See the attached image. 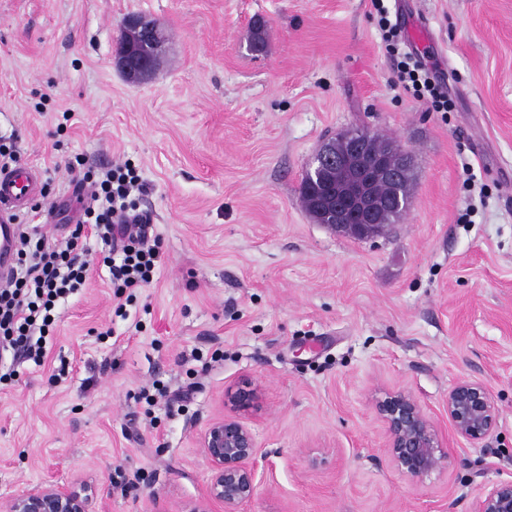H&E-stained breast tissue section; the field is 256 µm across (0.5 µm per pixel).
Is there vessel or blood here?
<instances>
[{
	"label": "vessel or blood",
	"instance_id": "vessel-or-blood-1",
	"mask_svg": "<svg viewBox=\"0 0 512 512\" xmlns=\"http://www.w3.org/2000/svg\"><path fill=\"white\" fill-rule=\"evenodd\" d=\"M40 192V176L30 168L0 171V268L9 269L13 255L11 243L17 234L20 207Z\"/></svg>",
	"mask_w": 512,
	"mask_h": 512
}]
</instances>
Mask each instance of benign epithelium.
<instances>
[{"mask_svg":"<svg viewBox=\"0 0 512 512\" xmlns=\"http://www.w3.org/2000/svg\"><path fill=\"white\" fill-rule=\"evenodd\" d=\"M165 51V36L153 21L129 14L122 21V36L113 54V65L129 82L152 74ZM412 157L395 141L378 140L365 128H351L330 137L306 164L303 178L320 192L304 196L315 221L358 240L386 233L381 223L387 210L408 206L401 197L377 193L381 182H396L408 174ZM254 394L236 397L235 412L210 419L200 434V448L211 470L208 498L189 512H211L210 503L224 512H240L257 489L253 463L257 455L254 434L240 416L252 407ZM383 423L389 459L405 475L422 478L442 470L448 454L443 450L434 423L413 395L389 391L376 401ZM448 421L454 435L473 446L493 433L497 409L481 382L461 380L448 389ZM93 493L57 483L26 489L0 503V512H91ZM472 512H512V481L488 486L475 500Z\"/></svg>","mask_w":512,"mask_h":512,"instance_id":"obj_1","label":"benign epithelium"}]
</instances>
